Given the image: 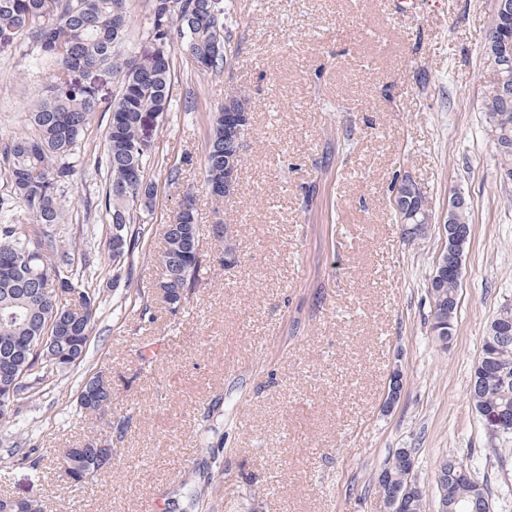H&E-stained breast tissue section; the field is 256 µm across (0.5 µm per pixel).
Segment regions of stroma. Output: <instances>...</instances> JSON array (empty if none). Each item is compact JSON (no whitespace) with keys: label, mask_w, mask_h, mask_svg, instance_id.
Listing matches in <instances>:
<instances>
[{"label":"stroma","mask_w":512,"mask_h":512,"mask_svg":"<svg viewBox=\"0 0 512 512\" xmlns=\"http://www.w3.org/2000/svg\"><path fill=\"white\" fill-rule=\"evenodd\" d=\"M230 72H198L175 50L173 107L155 134L152 206L132 274L110 285L105 213L87 210L108 180L102 151L110 113H95L88 153L63 192L53 226L106 305L89 353L70 377L25 400L12 432L43 448V479L10 463L0 445V491L48 501L47 512H190L204 485L198 442L207 409L224 417V474L202 512H381L374 480L395 449L415 451L427 512L437 461H470L491 488L493 512H512V454L500 458L472 410L469 386L487 327L512 303V184L499 178L481 108L483 46L495 0H227ZM21 39H0V142L31 134V107L55 83L32 72ZM245 100L250 125L231 194L215 200L202 165L214 112ZM196 108H184L185 97ZM179 169L170 183V169ZM411 177L436 227L403 238L391 187ZM470 200L454 335L430 333L429 277L442 246L448 196ZM192 194L200 269L181 310L157 293L163 227ZM230 225V243L211 228ZM149 304L153 321L140 316ZM403 388L384 409L389 376ZM112 386L105 418L75 416L78 383ZM127 420L123 437L108 421ZM112 444L104 477L70 488L58 452Z\"/></svg>","instance_id":"obj_1"}]
</instances>
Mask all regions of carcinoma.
<instances>
[{
	"label": "carcinoma",
	"instance_id": "cac0c4a2",
	"mask_svg": "<svg viewBox=\"0 0 512 512\" xmlns=\"http://www.w3.org/2000/svg\"><path fill=\"white\" fill-rule=\"evenodd\" d=\"M127 0H0V36L21 33L29 67L36 72H80L89 76L100 68L112 70L118 93L112 102L99 95L92 82L71 86L57 83L47 98L30 112L28 121L36 136H19L0 151V162L8 170L13 196L0 200V424L7 427L19 416L20 395L40 388L48 378L60 377L85 359L103 296L82 287L73 272L69 252L62 250L50 228L62 221L61 192L75 171L81 155L85 130L96 112H109L101 161L109 174L101 202L108 223L124 225V245L112 253V239L105 246L112 261V285L122 278L126 261L141 244L144 227L138 214L152 206L155 184L148 176L153 154L151 132L163 122L173 99L175 61L172 48L178 45L198 63L203 73L224 70L230 52L231 21L224 0H148L144 35L149 50L136 55L122 49L127 41ZM487 124L497 126L498 141L492 143L499 157L500 173L512 176V98L494 90L482 98ZM249 113L245 102L235 96L224 99L214 113L204 159V182L216 200L226 196L224 168L237 166L236 117ZM410 202V223L427 233L432 212L414 186L405 188ZM21 202L30 225L16 223L13 203ZM165 246L157 258L162 280L169 289V311L180 310L187 289L197 282L200 260L199 235L194 209L179 213L177 221L165 225ZM455 272L433 270L428 294L431 332L444 343L455 331L459 298ZM71 297L61 303L56 289ZM481 353L493 360L491 366H476L471 378L469 401L477 417L486 412L512 411V338H498L496 320H491ZM78 416L103 417L112 402V387L100 375L83 379L76 398ZM415 449L397 448L385 460L376 478L377 496L384 495L382 478L393 485L407 484L403 456ZM113 448L89 442L81 448L61 452L60 478L81 487L95 481L112 461ZM14 462L41 474L43 457L35 448L18 447ZM443 490L448 501L477 505L485 512L491 500L486 483L476 489L456 478L470 473L463 459L447 455ZM441 490V491H443ZM435 490L436 496H441ZM0 512H44L36 500L18 507L0 497Z\"/></svg>",
	"mask_w": 512,
	"mask_h": 512
}]
</instances>
